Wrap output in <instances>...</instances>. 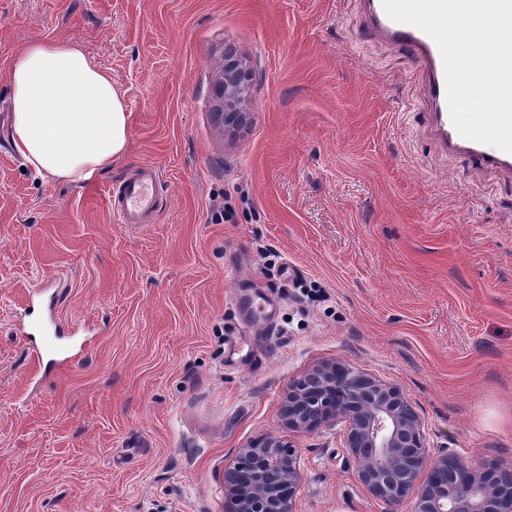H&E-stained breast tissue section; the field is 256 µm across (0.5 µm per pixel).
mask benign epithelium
<instances>
[{
  "mask_svg": "<svg viewBox=\"0 0 512 512\" xmlns=\"http://www.w3.org/2000/svg\"><path fill=\"white\" fill-rule=\"evenodd\" d=\"M248 95L239 62L224 57L218 119L237 122ZM283 414L298 432L330 420L345 423L344 444L359 480L391 512L407 498L412 512H512V467L486 470L455 454L431 455L410 400L350 364L316 369L289 384ZM300 481L299 454L290 442L252 441L224 471L228 512H294Z\"/></svg>",
  "mask_w": 512,
  "mask_h": 512,
  "instance_id": "1",
  "label": "benign epithelium"
}]
</instances>
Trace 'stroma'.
Masks as SVG:
<instances>
[{
	"label": "stroma",
	"mask_w": 512,
	"mask_h": 512,
	"mask_svg": "<svg viewBox=\"0 0 512 512\" xmlns=\"http://www.w3.org/2000/svg\"><path fill=\"white\" fill-rule=\"evenodd\" d=\"M61 37L111 71L132 140L82 185L0 143V512H226L225 467L267 435L299 451L295 512H387L343 423L281 418L332 363L396 385L431 453L512 467V173L442 146L422 62L363 0H0V69ZM145 166L159 206L115 223ZM50 308L63 371L21 331ZM221 74L218 79L217 97L218 119L224 125L234 124L241 116V105L249 95V87L239 62L230 56L224 57L220 67Z\"/></svg>",
	"instance_id": "35a3bbf8"
}]
</instances>
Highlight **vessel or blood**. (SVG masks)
<instances>
[{
    "label": "vessel or blood",
    "instance_id": "b4317fda",
    "mask_svg": "<svg viewBox=\"0 0 512 512\" xmlns=\"http://www.w3.org/2000/svg\"><path fill=\"white\" fill-rule=\"evenodd\" d=\"M366 5L368 21L375 35L408 48L423 61L427 73L429 103L439 141L450 151L465 155L479 165L511 169L512 153L467 139L455 128L447 102L444 63L435 41L413 25L392 20L385 12L382 0H366ZM155 179L154 170L146 167L114 192L109 203L117 223H144L157 207Z\"/></svg>",
    "mask_w": 512,
    "mask_h": 512
}]
</instances>
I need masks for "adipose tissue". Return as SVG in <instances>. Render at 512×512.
Returning <instances> with one entry per match:
<instances>
[{
	"instance_id": "1",
	"label": "adipose tissue",
	"mask_w": 512,
	"mask_h": 512,
	"mask_svg": "<svg viewBox=\"0 0 512 512\" xmlns=\"http://www.w3.org/2000/svg\"><path fill=\"white\" fill-rule=\"evenodd\" d=\"M0 83L11 94L12 147L41 179L87 183L126 156L125 95L80 43L32 41L0 71Z\"/></svg>"
}]
</instances>
